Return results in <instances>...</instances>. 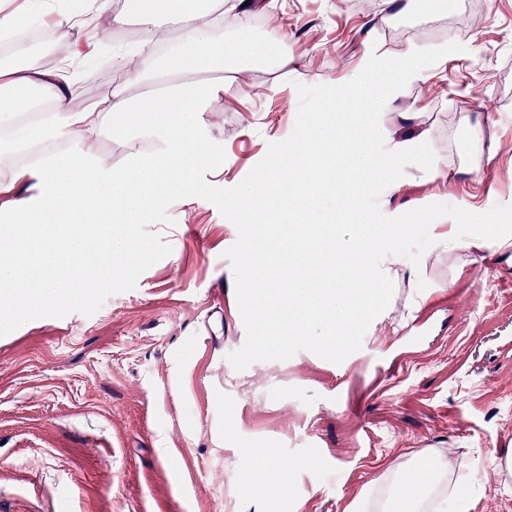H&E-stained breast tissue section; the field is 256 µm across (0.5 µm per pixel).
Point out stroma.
<instances>
[{"instance_id": "1", "label": "stroma", "mask_w": 512, "mask_h": 512, "mask_svg": "<svg viewBox=\"0 0 512 512\" xmlns=\"http://www.w3.org/2000/svg\"><path fill=\"white\" fill-rule=\"evenodd\" d=\"M288 56L224 76L204 134L237 185L294 128L295 83L350 78L372 51L465 50L384 109L385 146L427 136L446 180L407 166L379 197L396 216L430 203L512 204V0H257ZM493 146L463 170L466 144ZM152 255L110 294L0 331V512H355L391 461L444 455L472 472L469 512H512V245L436 239L404 262L361 350L301 351L235 370L246 339L226 250L235 226L176 198L137 229ZM253 448L295 462L271 499L244 481Z\"/></svg>"}]
</instances>
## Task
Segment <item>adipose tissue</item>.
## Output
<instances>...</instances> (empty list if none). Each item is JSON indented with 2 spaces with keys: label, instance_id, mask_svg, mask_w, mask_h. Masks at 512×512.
Instances as JSON below:
<instances>
[{
  "label": "adipose tissue",
  "instance_id": "obj_1",
  "mask_svg": "<svg viewBox=\"0 0 512 512\" xmlns=\"http://www.w3.org/2000/svg\"><path fill=\"white\" fill-rule=\"evenodd\" d=\"M114 23L136 20L151 28L168 24L177 43L167 51L141 43L114 53L122 80L92 108L78 103L72 84L79 51L70 32L79 22L71 9H54V48L61 69L48 73L42 57L26 54L21 68L0 83V159L20 158L18 174L34 195L8 202L0 221V328L90 302L134 273L149 254L136 234L152 211L176 195H200L197 175L220 171L224 155L205 139V100L217 93L212 78L243 66L279 62L288 32L272 28L261 37L224 35L222 0H97ZM108 138L127 148L123 165L93 144ZM451 462L391 466L382 488L361 496L363 512H466L459 475L447 483ZM291 471L269 449H251L249 486L287 491Z\"/></svg>",
  "mask_w": 512,
  "mask_h": 512
}]
</instances>
